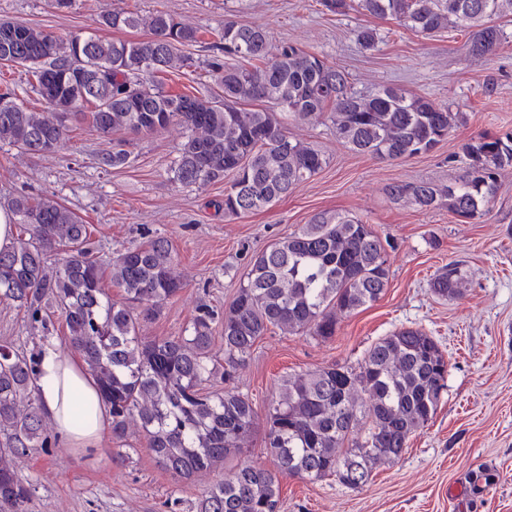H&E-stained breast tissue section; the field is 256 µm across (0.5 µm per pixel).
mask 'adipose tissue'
Masks as SVG:
<instances>
[{"label":"adipose tissue","mask_w":512,"mask_h":512,"mask_svg":"<svg viewBox=\"0 0 512 512\" xmlns=\"http://www.w3.org/2000/svg\"><path fill=\"white\" fill-rule=\"evenodd\" d=\"M35 395L44 416L53 423L70 451H100L110 432L111 417L80 355L46 345Z\"/></svg>","instance_id":"1"}]
</instances>
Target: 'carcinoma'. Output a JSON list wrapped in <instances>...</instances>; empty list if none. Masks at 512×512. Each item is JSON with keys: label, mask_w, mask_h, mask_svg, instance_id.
Listing matches in <instances>:
<instances>
[{"label": "carcinoma", "mask_w": 512, "mask_h": 512, "mask_svg": "<svg viewBox=\"0 0 512 512\" xmlns=\"http://www.w3.org/2000/svg\"><path fill=\"white\" fill-rule=\"evenodd\" d=\"M332 13L357 10L392 19L425 37L456 27L471 30L473 50L492 53L501 41L497 21L512 16V0H322ZM96 24L113 30L144 26V40H108L95 33L56 36L0 21V60L31 73L45 110L28 109L0 94V144L21 153L64 149L66 121L88 117L103 137L177 126L185 132L171 166L173 181L206 188L224 183L221 207L245 214L270 207L326 165L310 144L288 135L278 113L313 120L333 112L336 138L362 155L405 160L432 151L465 119L446 105L385 87L357 93L347 74L292 44L272 45L267 32L233 16L217 32L221 54L205 62L216 86L208 98L169 94L146 81L195 65L183 48L199 31L174 15L146 18L112 5ZM511 133L486 134L461 145L468 160L454 182L434 186L400 181L392 201L421 210L446 207L481 218L497 191V177L512 168ZM130 162L116 143L101 158L107 169ZM17 234L0 247V300L25 312L31 326L49 332L51 314L68 329V347L95 378L112 416L118 455L131 462L128 425L139 423L146 452L177 481L222 466L242 451L258 425L235 374L256 341L273 329L317 341L336 336L338 319L376 303L389 280L386 247L371 225L346 213L319 211L308 223L251 259L236 297L219 314L202 309L174 338L148 339L141 323L155 317L184 288L169 240L117 251L108 270L94 254L87 225L49 196L18 194L7 201ZM122 289L115 301L103 281ZM466 271L450 263L437 271L433 292L462 295ZM224 329V356L212 350V324ZM40 361L10 342L0 344V512H27L34 482L12 460L32 448H52L34 395ZM220 378L224 388L204 385ZM448 360L420 328L378 339L355 366L331 365L293 374L269 401L264 446L274 472L244 462L203 490L196 512H280V478H333L364 487L377 467L399 460L411 436L425 428L441 403Z\"/></svg>", "instance_id": "1"}]
</instances>
